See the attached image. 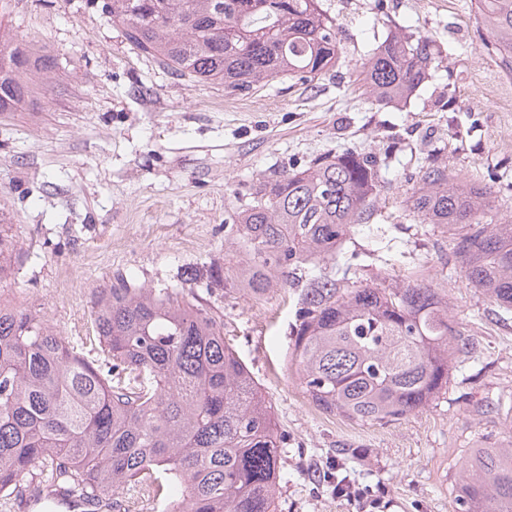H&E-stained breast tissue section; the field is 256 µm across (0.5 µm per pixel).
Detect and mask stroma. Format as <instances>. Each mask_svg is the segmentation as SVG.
<instances>
[{
	"instance_id": "35a3bbf8",
	"label": "stroma",
	"mask_w": 512,
	"mask_h": 512,
	"mask_svg": "<svg viewBox=\"0 0 512 512\" xmlns=\"http://www.w3.org/2000/svg\"><path fill=\"white\" fill-rule=\"evenodd\" d=\"M341 64L314 81L275 78L228 96L143 55L88 0H0V21L55 62L41 106L0 112V235L13 251L0 302L24 305L74 346L100 289H185L224 319V342L271 403L284 454L279 512H362L350 479L384 512H460L455 477L472 448L512 436V310L469 284L452 236L405 200L433 152L492 187L486 224L512 221V75L484 44L472 0H321ZM395 29L443 51L410 100L373 104L359 64ZM350 150L374 155L379 215L357 226L337 276L399 282L426 267L470 342L428 407L384 422L323 412L289 359L296 288L254 298L229 265L230 216L259 175Z\"/></svg>"
}]
</instances>
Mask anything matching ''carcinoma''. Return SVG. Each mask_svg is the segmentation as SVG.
<instances>
[{"instance_id":"cac0c4a2","label":"carcinoma","mask_w":512,"mask_h":512,"mask_svg":"<svg viewBox=\"0 0 512 512\" xmlns=\"http://www.w3.org/2000/svg\"><path fill=\"white\" fill-rule=\"evenodd\" d=\"M488 51L512 74V0H475ZM101 11L169 74L245 94L274 77L309 81L340 60L336 18L320 0H103ZM441 53L429 37L392 32L361 62L378 105L406 100ZM54 64L0 30V112L32 106L33 76ZM383 188L366 153L324 155L262 176L232 214L238 286L254 296L301 288L290 361L317 407L381 422L429 406L463 351L445 290L426 269L400 284L326 272ZM492 192L428 164L410 213L454 236V255L484 295L512 308V221L479 222ZM98 361L38 314L0 304V498L33 487L37 512L130 507L139 486L153 512H277L281 439L271 406L224 343V323L183 290L100 291ZM462 512H512V442L472 448L456 483Z\"/></svg>"}]
</instances>
